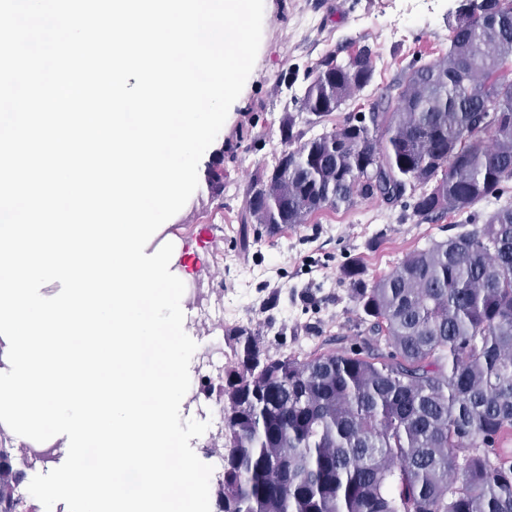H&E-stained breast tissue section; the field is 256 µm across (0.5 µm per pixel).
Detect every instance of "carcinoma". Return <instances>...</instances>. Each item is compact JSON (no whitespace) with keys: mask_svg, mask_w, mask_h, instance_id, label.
<instances>
[{"mask_svg":"<svg viewBox=\"0 0 512 512\" xmlns=\"http://www.w3.org/2000/svg\"><path fill=\"white\" fill-rule=\"evenodd\" d=\"M448 51L412 64L396 96L313 138L374 74L365 45L324 57L280 123L272 170L256 171L241 232L268 234L359 200L421 218L460 215L512 181V0H456ZM369 324L359 350L270 357L226 330L224 472L216 512H512V202L483 224L408 253L367 281L344 270ZM27 490L4 478L0 505Z\"/></svg>","mask_w":512,"mask_h":512,"instance_id":"obj_1","label":"carcinoma"}]
</instances>
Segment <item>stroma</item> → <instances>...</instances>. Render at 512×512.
<instances>
[{"label":"stroma","mask_w":512,"mask_h":512,"mask_svg":"<svg viewBox=\"0 0 512 512\" xmlns=\"http://www.w3.org/2000/svg\"><path fill=\"white\" fill-rule=\"evenodd\" d=\"M455 6V0H264L253 70L199 162L197 190L173 220L198 290L184 326L198 352H213L236 325L259 332L274 357L353 348L365 325L345 266L359 265L371 280L410 251L463 232L462 216L423 219L377 200L322 210L274 236L253 229L244 235L238 224L256 170L272 167L280 152V122L295 109L303 74L332 52L341 59L364 45L375 52L373 80L360 96L323 120L308 114L299 120L298 129L311 137L396 91L414 60L444 54ZM410 10L423 23L395 32ZM216 160L224 171L220 193L210 176Z\"/></svg>","instance_id":"obj_1"}]
</instances>
